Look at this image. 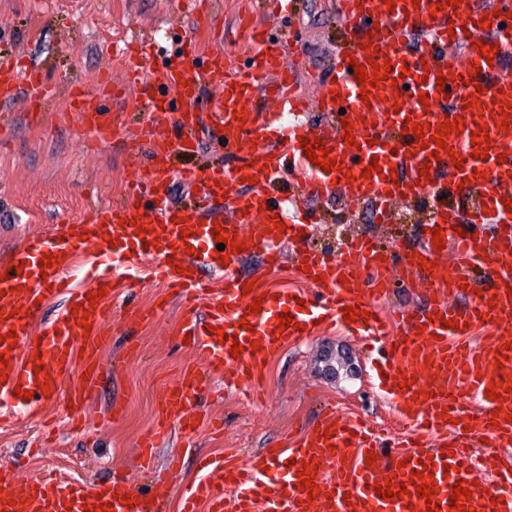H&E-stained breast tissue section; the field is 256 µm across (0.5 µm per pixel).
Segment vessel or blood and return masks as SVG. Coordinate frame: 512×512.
<instances>
[{
  "label": "vessel or blood",
  "mask_w": 512,
  "mask_h": 512,
  "mask_svg": "<svg viewBox=\"0 0 512 512\" xmlns=\"http://www.w3.org/2000/svg\"><path fill=\"white\" fill-rule=\"evenodd\" d=\"M340 17L347 36L345 48L336 52L333 73L320 83L318 111L328 113L332 130L326 134L306 123L283 124L282 113L306 111V102L295 94L294 71L280 47L262 26L241 20L239 34L254 48L249 65L232 74L224 72V55L210 54L204 69L166 64L141 70L135 45H127L132 59L129 82L136 103L147 114L149 134L144 146L147 175L139 194L149 202H104L76 224H66L32 237L21 248L0 260V353L8 355L7 376L0 384V409L25 410L22 392L32 401L54 404L63 381L73 373L82 378L70 400L81 409L87 391L103 379L99 352L105 342L102 329L116 280L137 279L148 272L151 279L183 296L202 303L204 312L190 311L180 335L190 336L191 348L203 351L204 370L186 371L163 387L157 401L167 417L191 431L189 406L202 388L206 373L228 372L250 381L264 359L277 354L288 340L301 338L302 328L319 321L343 322L345 307L357 315L349 328L365 340L385 338L386 326L375 317L373 295L391 288L386 261L390 251L379 242L358 238L336 256L308 253L304 282H317L319 293L309 297L299 289L264 294L261 287L243 292L248 278L239 271L245 255L263 253L267 265L281 261L279 246L290 241L303 244L308 219L295 198L278 199L271 188L285 179L304 178L311 195L332 196L339 185L349 187L356 202L382 205L379 222L389 220L384 207L392 200L415 201L426 212L421 241L402 267L407 279H418L431 289L424 309L410 310L405 332L394 339L391 361L380 368L384 385L396 401L401 418L416 423L420 433L394 448H383L357 422L325 413L289 448H270L248 467L228 465L209 456L198 461L199 480L181 497L180 512H426L420 497L397 500L379 497L376 483L390 482L400 489L413 471L427 468L437 484V500L448 512L451 489L463 482L471 492L475 512H512V391L504 401L487 398L491 384L512 377V112L505 120L493 119L500 102L512 103V74L503 70V47L512 45V0H341ZM498 46L493 59L478 53V46ZM390 64L388 79L362 89L350 71L351 60ZM270 72L279 81L270 93L275 111L262 114L256 107L264 90L261 79ZM220 83L222 93L207 112L215 138L224 146L231 166L198 171L186 166L174 170L173 159L192 154L198 143L192 131L200 120L195 109L203 84ZM27 90L35 111L54 90L47 86L38 65L0 59V104ZM174 91L177 102H162L158 90ZM108 83L88 91H70L81 135L100 145L112 141V111L103 100L110 96ZM478 99L479 109L465 102ZM464 117L461 132L446 143L451 153H436L422 146L406 123L427 124L435 135L438 124ZM352 123L354 144H345L344 123ZM487 125L490 139L487 160L474 158L471 142L478 125ZM321 140L339 168L322 170L306 156L304 141ZM378 171H370L371 162ZM428 182H420V175ZM198 185L203 207L187 210L173 201L175 181ZM284 230H277L272 217ZM279 222V223H280ZM143 232H136V224ZM488 224L489 237L461 235L464 225ZM221 226L230 238L247 243L246 252L233 247L218 249L211 234ZM444 231V242L454 252L438 261L432 228ZM55 265L42 267L44 254ZM87 254L98 271L89 285L70 286L76 259ZM228 265H221V255ZM433 270L420 268V259ZM224 278L220 294L208 291L210 275ZM103 291L90 303L92 291ZM465 297L462 305L448 303V295ZM65 296L66 307L50 330L34 335L30 325L45 300ZM261 301L259 314L249 308ZM87 312L86 322L73 317V308ZM291 313L295 323L278 330L281 314ZM247 327H240V320ZM488 331L480 345L467 342L476 328ZM13 342H6V335ZM242 345L240 356H231L232 344ZM409 379L400 387L397 378ZM501 418H494V410ZM498 448L488 472V487L474 486L472 469L481 462V443ZM317 462L314 479L319 491L309 497L299 476L306 463ZM169 488L139 491L120 476L93 485L82 481L33 478L18 488L9 468L0 466V512H91L93 506L111 512H167ZM130 504H123L122 496Z\"/></svg>",
  "instance_id": "1"
}]
</instances>
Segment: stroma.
I'll list each match as a JSON object with an SVG mask.
<instances>
[{
    "mask_svg": "<svg viewBox=\"0 0 512 512\" xmlns=\"http://www.w3.org/2000/svg\"><path fill=\"white\" fill-rule=\"evenodd\" d=\"M245 11L243 0H217L210 16L198 12L193 0H0V44L41 65L58 89L51 123L31 121L23 93L9 106L13 124L0 130V259L44 225L79 221L95 199L126 198L146 172V114L116 106L111 144L95 145L77 133V116L64 95L70 82L90 91L108 78L123 88L129 67L123 48L136 34L151 48L147 63L154 67L168 60L198 65L216 51L244 67L250 49L238 42L235 23ZM267 29L298 75V94L316 101L318 81L343 41L333 0H301L296 15L268 22ZM189 37L197 53L179 57V42ZM299 203L310 214V247L329 254L366 233L391 244L399 264L418 240L421 214L405 200L394 204L407 216L403 224L352 218L342 193L332 199L304 194ZM280 251L279 267L261 270L259 258L250 257L242 272L258 274L268 288L297 287V248L286 242ZM426 295L424 284L401 283L378 299L391 335L403 331V311L420 306ZM132 304L146 314L139 330L144 352L135 359L125 349L124 310ZM183 309L181 299L147 279L116 293L100 351L105 388L88 392L84 408L72 411L68 399L79 381L74 375L64 381L56 404L0 419V464L21 484L36 475L94 482L118 470L142 491L158 479L186 486L197 478L198 455H230L246 464L253 452L303 435L325 402L337 415L382 429L387 446L408 438L410 428L400 422L393 400L370 378L363 340L339 328L289 343L260 369L252 388L212 377L191 406L202 423L185 436L176 421L159 417L156 406L160 387L204 362L177 333ZM147 435L155 443L146 456L141 441Z\"/></svg>",
    "mask_w": 512,
    "mask_h": 512,
    "instance_id": "35a3bbf8",
    "label": "stroma"
}]
</instances>
